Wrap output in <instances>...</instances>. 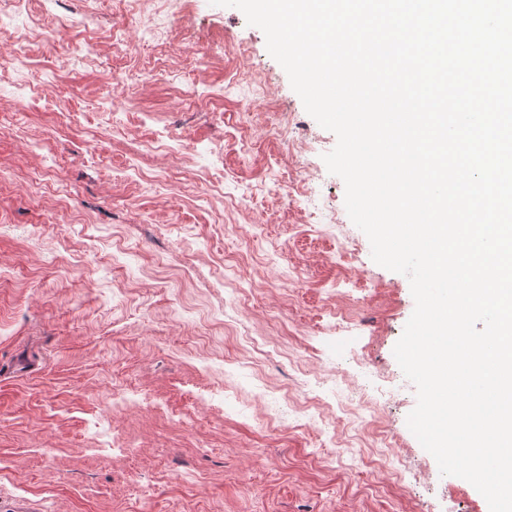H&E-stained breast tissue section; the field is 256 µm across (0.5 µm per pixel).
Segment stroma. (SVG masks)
I'll list each match as a JSON object with an SVG mask.
<instances>
[{
  "instance_id": "obj_1",
  "label": "stroma",
  "mask_w": 512,
  "mask_h": 512,
  "mask_svg": "<svg viewBox=\"0 0 512 512\" xmlns=\"http://www.w3.org/2000/svg\"><path fill=\"white\" fill-rule=\"evenodd\" d=\"M0 51V512H489L407 426L409 280L242 11L0 0Z\"/></svg>"
}]
</instances>
